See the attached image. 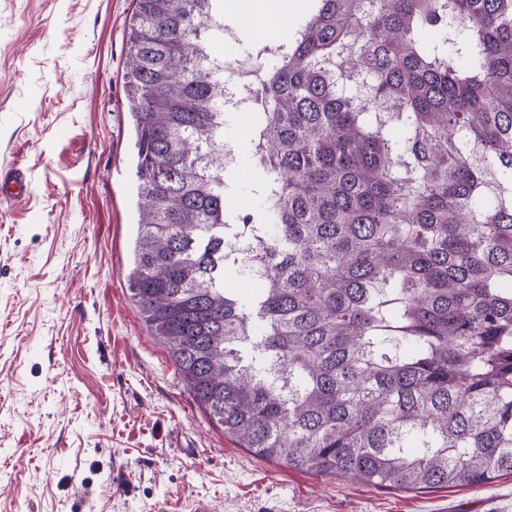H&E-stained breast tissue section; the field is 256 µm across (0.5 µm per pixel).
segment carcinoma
Instances as JSON below:
<instances>
[{
    "label": "carcinoma",
    "mask_w": 512,
    "mask_h": 512,
    "mask_svg": "<svg viewBox=\"0 0 512 512\" xmlns=\"http://www.w3.org/2000/svg\"><path fill=\"white\" fill-rule=\"evenodd\" d=\"M134 2L128 281L196 402L295 470L511 475L512 0H315L284 51L247 49L264 209L238 224L209 53L224 0Z\"/></svg>",
    "instance_id": "carcinoma-1"
}]
</instances>
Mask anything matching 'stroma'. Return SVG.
I'll use <instances>...</instances> for the list:
<instances>
[{"label": "stroma", "instance_id": "stroma-1", "mask_svg": "<svg viewBox=\"0 0 512 512\" xmlns=\"http://www.w3.org/2000/svg\"><path fill=\"white\" fill-rule=\"evenodd\" d=\"M132 0H0V512H512L494 487L412 491L261 460L211 420L129 290L138 180L123 90ZM251 113H224L248 210ZM30 191L29 185L23 178V172L19 168H12L0 175L1 200H16L24 197Z\"/></svg>", "mask_w": 512, "mask_h": 512}]
</instances>
